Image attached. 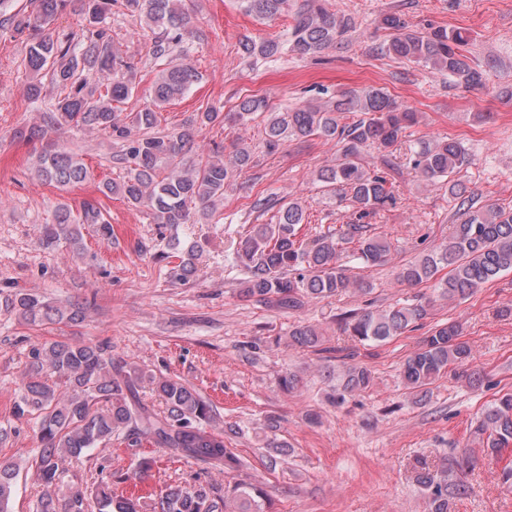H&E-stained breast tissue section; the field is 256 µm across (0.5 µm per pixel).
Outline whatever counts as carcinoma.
<instances>
[{
  "mask_svg": "<svg viewBox=\"0 0 512 512\" xmlns=\"http://www.w3.org/2000/svg\"><path fill=\"white\" fill-rule=\"evenodd\" d=\"M27 14H9L12 0H0V30L28 43L24 67L32 74L27 98L41 104L37 121L18 131L28 141L42 143L37 155L38 177L62 191L88 181L89 167L75 154L60 149L51 135L65 129H95L112 138L119 148L115 160L123 170L119 180L98 185L104 196H119L133 207L150 211L157 224L195 222L197 206L214 209L224 200L233 177L252 163V154L238 137L229 156L218 143L200 148L197 134L228 119L244 129L257 113L267 114L265 141L275 149L289 141L322 138L336 147L335 163L318 171L316 181L331 195L340 191L354 212L351 222L312 237L300 235L305 221L295 201L259 199L256 207L278 208L275 223L256 224L238 242L236 260L247 271L239 296L257 304L293 311L316 298L367 295L368 282L349 273L343 263V245H356L362 264L381 266L390 260L391 243L372 231L367 219L394 201L387 171L394 168L403 133L418 121V113L401 108L385 89L365 86L343 91L325 102H310L292 109H277L265 96H249L237 111L224 114L212 108L191 113L180 128L159 129L160 112L202 80L190 61V44L199 35L177 0H31ZM245 14L259 21L281 13L287 0H238ZM80 5L85 25L77 32L58 34L51 25L73 4ZM121 15L145 20L154 34L151 58L157 73L149 103L140 111L122 116L120 104L135 91L125 77L131 69L112 47L106 22L112 9ZM382 24L393 31L381 53L420 64L454 78L465 89L485 85L482 71L465 55L470 34L460 29H419L400 14H388ZM351 19L330 12L323 0H302L294 13L286 42L278 39L240 43L248 61H275L283 50L304 58L343 39ZM60 90L45 99V84ZM470 163V155L456 140L440 138L406 154L408 164L426 182L448 179V193L457 201L461 220L453 226L448 242L417 259L398 266L396 280L416 286L434 282L433 295L415 304L394 303L384 308L351 310L341 318L343 332L360 343H383L423 327L439 300L454 302L471 297L501 273L512 271V208L497 203L475 207L474 199L455 175ZM92 224L103 240L112 239V224L97 202L85 200L80 208L57 204L53 222L45 225L41 245L53 249L62 243L79 250L81 226ZM170 248L179 259L171 268L173 278L185 281L195 270L199 250ZM448 273L440 275L443 269ZM5 311L30 325L70 324L84 321L87 302L78 298L56 301L27 292H16ZM463 326L456 321L437 322L404 362L403 380L417 394L448 371L468 361L472 349L463 340ZM288 345L305 348L323 361L336 359L338 349L312 325H297L288 332ZM373 385L371 370L347 365L341 384L329 400L346 397ZM147 387L164 408L148 406L139 395ZM19 417L35 420L39 441L35 468L42 487L36 512H264V489L235 480L219 489L203 481L168 486L158 497L116 494L109 483L90 489L67 479V464L91 455L112 442L141 439L231 474L241 459L224 432L214 429L209 401L186 382L145 371L139 365L112 356L104 343L52 341L32 347L26 364L22 394L15 406ZM474 434L490 451L512 441V393H505L476 421ZM153 460L139 459L137 467L119 479L142 483ZM19 467L0 462V512H11ZM415 481L428 492L429 512H449L450 498L469 487L455 467L444 459L417 461Z\"/></svg>",
  "mask_w": 512,
  "mask_h": 512,
  "instance_id": "cac0c4a2",
  "label": "carcinoma"
}]
</instances>
